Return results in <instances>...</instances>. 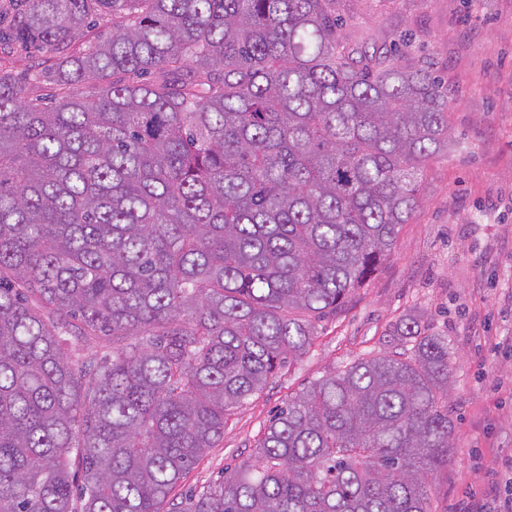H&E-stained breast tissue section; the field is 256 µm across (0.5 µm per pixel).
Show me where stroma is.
Here are the masks:
<instances>
[{
    "label": "stroma",
    "instance_id": "35a3bbf8",
    "mask_svg": "<svg viewBox=\"0 0 512 512\" xmlns=\"http://www.w3.org/2000/svg\"><path fill=\"white\" fill-rule=\"evenodd\" d=\"M351 41L391 45L412 34L411 56L448 82V150L431 156L419 203L391 255L247 404L187 472L166 505L246 461L273 415L315 379L392 350L408 315L448 338V408L455 446L428 489L431 512L489 491L512 497V0H347Z\"/></svg>",
    "mask_w": 512,
    "mask_h": 512
}]
</instances>
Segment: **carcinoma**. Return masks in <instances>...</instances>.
<instances>
[{
  "label": "carcinoma",
  "instance_id": "cac0c4a2",
  "mask_svg": "<svg viewBox=\"0 0 512 512\" xmlns=\"http://www.w3.org/2000/svg\"><path fill=\"white\" fill-rule=\"evenodd\" d=\"M341 2L21 0L0 23L53 59L0 74V512H161L391 253L450 88L405 34L352 44ZM393 335L410 353L290 398L193 512H430L448 338ZM98 336L112 357L79 360Z\"/></svg>",
  "mask_w": 512,
  "mask_h": 512
}]
</instances>
